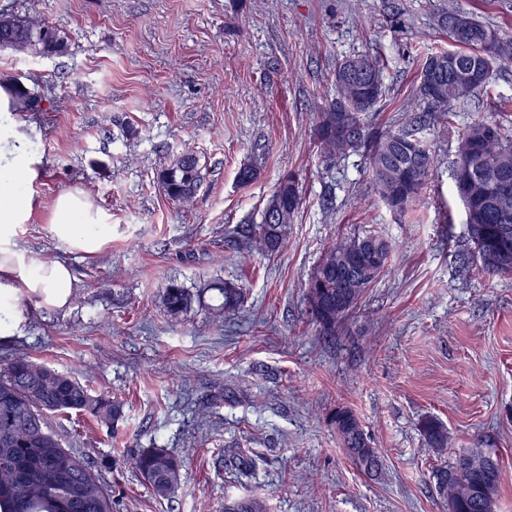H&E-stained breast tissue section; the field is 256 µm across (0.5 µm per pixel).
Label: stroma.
I'll return each mask as SVG.
<instances>
[{"mask_svg": "<svg viewBox=\"0 0 512 512\" xmlns=\"http://www.w3.org/2000/svg\"><path fill=\"white\" fill-rule=\"evenodd\" d=\"M402 2L396 32L383 0H0L68 37L58 56L0 52V77L42 99L19 113L41 165L16 241L79 280L68 309L36 310L23 335L0 341V368L25 353L125 401L115 434L79 414L47 417L65 447L111 461L114 512H224L250 496L267 512H445L432 469L475 446L498 453L496 512H512V277L483 272L451 179L456 129L482 117L512 135V106L488 101L458 111L454 131L428 132L439 167L402 215L363 157H330L315 136L336 62L354 54L384 62L376 123L405 121L417 56L448 45L437 15L449 4L512 40V0ZM188 149L203 182L185 207L157 174ZM246 165L258 176L243 184ZM290 173L304 202L287 240L241 271L233 231L259 223ZM66 192L88 195L112 227L96 255L69 252L52 227ZM365 228L390 241L389 269L357 317L318 335L308 278L336 239ZM239 278L243 308L213 319L198 287ZM173 280L195 294L176 318L161 300ZM340 407L378 448V476L341 447ZM427 416L448 430L445 456L425 444ZM153 446L184 460L173 499L151 496L120 457ZM230 449L251 468L229 466Z\"/></svg>", "mask_w": 512, "mask_h": 512, "instance_id": "35a3bbf8", "label": "stroma"}]
</instances>
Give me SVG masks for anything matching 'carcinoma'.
<instances>
[{
  "label": "carcinoma",
  "mask_w": 512,
  "mask_h": 512,
  "mask_svg": "<svg viewBox=\"0 0 512 512\" xmlns=\"http://www.w3.org/2000/svg\"><path fill=\"white\" fill-rule=\"evenodd\" d=\"M460 17L459 28L448 26V19ZM451 48L420 58L413 99V114L405 122L387 129L372 125L371 116L385 96L383 67L378 57L357 54L363 61L368 80L363 84H336V97L319 115L316 134L328 152L338 158L361 155L368 161L372 178L382 200L393 211H407L432 183L437 157L424 131L434 127L448 131L456 109L480 108V95H490L495 72L512 62V42L505 41L492 26L472 13L445 8L438 15ZM0 47L18 48L38 57L62 55L67 37L56 26L12 13H0ZM453 171L462 179L453 181V190L466 213L469 240L473 243L483 271L491 277L512 276V245L503 253L498 228L512 227V203L505 211L497 205L492 175L500 170L512 176V139L505 138L499 123L478 119L458 131ZM157 181L170 199L192 205L200 185L196 157L186 151L157 175ZM303 204L295 176H283L262 211L261 222L237 231L241 261L248 263L253 250L275 253L288 236V225ZM371 257L375 274L366 277L357 271L361 259ZM391 247L374 230L344 236L329 246L314 268L307 287L309 315L321 336L336 335V328L353 317L363 298L386 272ZM215 292V315L235 312L243 306L245 288L237 281L218 280L204 286ZM171 316L181 314L191 304L192 295L183 284L171 281L162 295ZM39 379L48 380L43 407L28 403L24 386ZM81 413L108 429H116L125 417L124 402L105 392L91 390L66 373L15 356L0 370V468L8 464L31 476L40 467L43 454H55L69 481L83 486L87 500L69 499L64 487L33 484L22 494L0 491V499L17 505V512H112V489L107 486L98 464L88 456L65 448L50 430L47 414L67 416ZM336 434L348 457L368 476L382 470L381 456L366 435L356 413L339 408L332 417ZM420 429L427 447L437 455L448 447L447 428L436 418L421 420ZM129 465L139 475L151 495L169 500L179 489L183 461L166 448H144L130 454ZM434 489L448 512H494L500 479L498 456L482 448H468L432 471ZM224 512H266L258 498H243L224 505Z\"/></svg>",
  "instance_id": "obj_1"
}]
</instances>
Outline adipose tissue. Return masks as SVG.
Here are the masks:
<instances>
[{"instance_id":"obj_1","label":"adipose tissue","mask_w":512,"mask_h":512,"mask_svg":"<svg viewBox=\"0 0 512 512\" xmlns=\"http://www.w3.org/2000/svg\"><path fill=\"white\" fill-rule=\"evenodd\" d=\"M10 81L0 80V340L22 335L34 308H65L77 286L72 268L60 261L29 259L15 237L32 210L24 184L38 174L40 160L19 132ZM52 222L68 249L81 254L101 251L112 227L100 223L89 196L64 193L52 204Z\"/></svg>"}]
</instances>
